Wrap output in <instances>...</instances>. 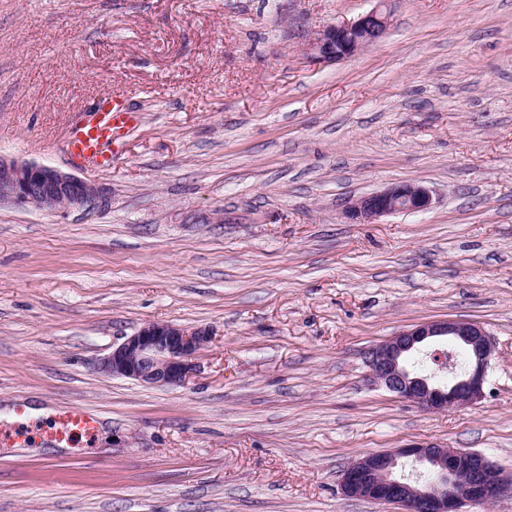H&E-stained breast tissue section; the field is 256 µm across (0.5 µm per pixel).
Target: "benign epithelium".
Instances as JSON below:
<instances>
[{"mask_svg": "<svg viewBox=\"0 0 512 512\" xmlns=\"http://www.w3.org/2000/svg\"><path fill=\"white\" fill-rule=\"evenodd\" d=\"M386 2L379 0L378 7L352 23L316 31L307 44V54L323 62H335L376 42L387 28ZM105 195V188L89 179L35 162L0 157V203L86 211L105 200ZM431 201L426 188L403 182L358 197L349 203L346 214L360 224H371L396 212L426 210ZM441 339L464 350L469 360L467 371L453 375L446 384L409 366L414 354ZM211 340L209 331L203 328L147 323L112 346L99 370L147 386H183L197 371V359ZM493 349L489 334L479 323L452 319L401 330L369 348L365 359L373 384L426 410L446 411L482 400ZM402 458L418 465L432 463L433 478L423 483L405 481L398 470ZM341 486L350 497L397 504L402 512H463L467 503L495 501L505 483L479 452L416 443L359 457L343 472Z\"/></svg>", "mask_w": 512, "mask_h": 512, "instance_id": "benign-epithelium-1", "label": "benign epithelium"}]
</instances>
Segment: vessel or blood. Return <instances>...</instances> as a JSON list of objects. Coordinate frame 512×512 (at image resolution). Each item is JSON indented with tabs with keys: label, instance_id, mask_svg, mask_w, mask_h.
<instances>
[{
	"label": "vessel or blood",
	"instance_id": "obj_1",
	"mask_svg": "<svg viewBox=\"0 0 512 512\" xmlns=\"http://www.w3.org/2000/svg\"><path fill=\"white\" fill-rule=\"evenodd\" d=\"M140 119L123 97L108 95L98 100L88 119L73 122L66 138L67 153L75 162L111 166L108 146L121 142ZM98 425L95 414L81 407L60 411L49 433L57 447L71 445L75 436L92 435Z\"/></svg>",
	"mask_w": 512,
	"mask_h": 512
}]
</instances>
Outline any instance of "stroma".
<instances>
[{
	"label": "stroma",
	"mask_w": 512,
	"mask_h": 512,
	"mask_svg": "<svg viewBox=\"0 0 512 512\" xmlns=\"http://www.w3.org/2000/svg\"><path fill=\"white\" fill-rule=\"evenodd\" d=\"M377 0H0V156L107 190L0 204V512H401L345 497L348 464L434 442L512 481V0H388L384 36L318 62L312 33ZM140 123L74 164L98 95ZM426 187L372 224L354 198ZM494 345L477 405L371 384L366 351L435 320ZM209 328L185 385L98 369L145 323ZM99 425L59 448L53 413ZM431 201V195L426 188L415 183L403 182L358 197L349 203L346 214L360 224H372L378 218L396 212L426 210Z\"/></svg>",
	"instance_id": "obj_1"
}]
</instances>
